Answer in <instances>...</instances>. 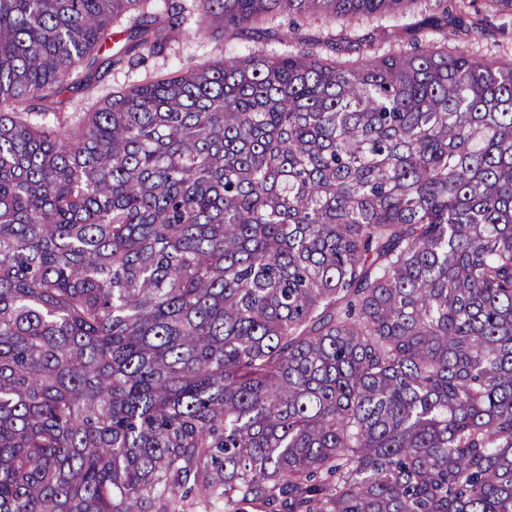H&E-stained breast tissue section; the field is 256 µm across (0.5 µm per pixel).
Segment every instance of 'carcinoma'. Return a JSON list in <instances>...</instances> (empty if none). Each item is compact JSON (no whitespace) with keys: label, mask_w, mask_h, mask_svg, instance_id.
Returning <instances> with one entry per match:
<instances>
[{"label":"carcinoma","mask_w":512,"mask_h":512,"mask_svg":"<svg viewBox=\"0 0 512 512\" xmlns=\"http://www.w3.org/2000/svg\"><path fill=\"white\" fill-rule=\"evenodd\" d=\"M490 2L0 0V512H512ZM192 14L259 47L57 111Z\"/></svg>","instance_id":"carcinoma-1"}]
</instances>
